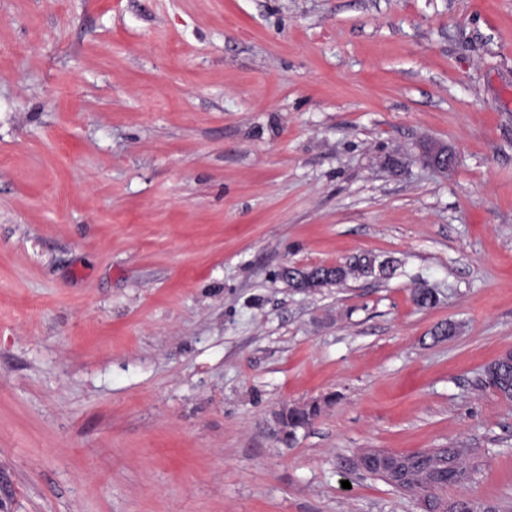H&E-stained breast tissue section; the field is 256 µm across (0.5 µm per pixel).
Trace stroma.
Segmentation results:
<instances>
[{
	"label": "stroma",
	"instance_id": "stroma-1",
	"mask_svg": "<svg viewBox=\"0 0 512 512\" xmlns=\"http://www.w3.org/2000/svg\"><path fill=\"white\" fill-rule=\"evenodd\" d=\"M509 351L512 0H0V512H422L348 464L451 445L512 505ZM385 262H388V267L384 266L381 269H378V266H383ZM383 261L377 262L376 257L360 255L354 256L352 259L345 263H341V266L338 269L328 270L327 273H333L338 275L339 280L344 284L350 277H379L389 278L392 272V261L389 259H384ZM487 379L495 381L498 393L509 399L512 394V364L511 356L502 357L489 363L484 368ZM316 404L320 408L319 414L315 407L308 406L293 407L288 410V419L286 421L288 433L284 438H281L282 442L291 445L296 438L297 430L304 428L313 418L316 419L320 415L322 408L319 403Z\"/></svg>",
	"mask_w": 512,
	"mask_h": 512
}]
</instances>
